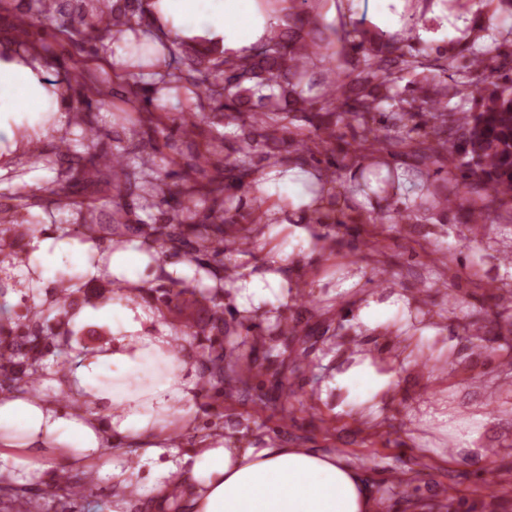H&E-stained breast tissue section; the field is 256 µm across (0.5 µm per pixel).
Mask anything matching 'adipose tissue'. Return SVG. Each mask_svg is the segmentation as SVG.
<instances>
[{
  "instance_id": "adipose-tissue-1",
  "label": "adipose tissue",
  "mask_w": 512,
  "mask_h": 512,
  "mask_svg": "<svg viewBox=\"0 0 512 512\" xmlns=\"http://www.w3.org/2000/svg\"><path fill=\"white\" fill-rule=\"evenodd\" d=\"M365 2L373 22L390 36H399L412 20L413 0H351L356 9ZM143 8L151 35L127 31L99 44L115 72H124L129 59L149 58L160 44L175 40L195 39L245 56L279 22L278 14L259 0H143ZM64 110L63 89L48 81L39 50L0 49V160L24 153L30 140L45 138L44 115ZM305 179L297 168L273 169L255 184L254 194L265 200L274 231L290 228L306 241L317 205L303 186ZM281 189L290 202L285 210L275 201ZM95 250L90 242L38 234L19 268L0 265V278L10 284L0 296L4 319L13 316L22 293L53 281L52 259L60 252L90 277L128 283L118 304L86 306L68 318L73 328L109 324L111 344L83 352L76 367L50 373L45 393L0 394V463L17 469L15 485L24 486L26 478L52 462L63 471L93 468L111 474V512H127L128 491L142 482L152 494L149 512H382L358 469L310 448L211 441L182 453L171 448L175 434L194 426L195 380L186 374L190 358L173 352V330L141 296V274L149 257L127 242L106 250L94 266L89 256ZM288 264V255L271 244L262 270L239 269L230 290L239 311L282 292ZM408 303V297L397 294L369 296L360 303L356 321L365 331H386L402 347H411L416 329L385 326L388 312ZM325 386L377 408L391 394L394 375L359 355L336 370ZM110 445L137 448L149 472L141 473L139 465L103 461L101 453ZM174 483L182 490L176 500L170 495Z\"/></svg>"
}]
</instances>
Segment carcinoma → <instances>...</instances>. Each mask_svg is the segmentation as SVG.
Instances as JSON below:
<instances>
[{
	"label": "carcinoma",
	"instance_id": "1",
	"mask_svg": "<svg viewBox=\"0 0 512 512\" xmlns=\"http://www.w3.org/2000/svg\"><path fill=\"white\" fill-rule=\"evenodd\" d=\"M330 0H265L262 7L281 12L282 24L244 57L202 52L186 42L164 45V52L144 65L130 62L115 75L117 89L105 88L90 62L94 48L109 33L147 25L133 0H97L96 23L77 22L58 0H27L15 25L14 44L51 49L35 41L40 30H52L72 48L61 61L68 74L69 109L82 134L76 142L63 140L58 150L67 157L56 187L19 189L0 203V257L21 259L36 232L31 209L44 203L78 211L69 234L82 242H121L132 233L150 257L188 264L204 271L209 284L196 279L175 280L161 263L154 268L159 288L146 287L144 297L159 303L161 314L180 325L174 347L191 336L200 348V396L215 411L223 408L224 388L247 395L254 389L257 359L226 357L224 337L258 341L265 334L296 333L288 324L261 332L234 311L224 315V277L235 274L225 262L226 251L249 253L253 237L241 224H265L264 201L252 198L242 212L237 193L249 190L268 169L299 168L316 172L308 192L327 194L333 212L338 197L325 192L336 182L344 159L357 162L358 190L376 198L401 197L394 169L382 174L378 157L403 159L404 172L413 178L421 169L426 179L413 186L417 196L403 206L368 213L366 221L343 218L324 225L353 224L356 232L380 224L427 222L436 211L469 203L468 220L479 224L490 214L512 218V78L497 80L498 51L512 36V26H501L493 46H472L471 58L460 68L448 52L419 44L416 25L398 40L367 27L365 17L347 23H326ZM175 89L186 93L179 112L162 104V96ZM472 96L466 110L450 105L458 97ZM123 113L128 144L99 149L96 112ZM300 119L305 126H292ZM234 125L236 132H221L217 125ZM175 126L195 147V171L222 166L218 178L203 183L188 172L175 188L155 176L153 158L168 145L166 130ZM111 180L115 196L108 207L76 199L79 183ZM160 210L161 220L144 223L135 213ZM110 288L75 287V277L61 274L42 304L32 303L25 313L0 319V391L36 393L43 361L65 347L58 310L79 305L78 295L95 306L124 291L118 280ZM210 315L197 316L202 306ZM97 487L89 474L73 479L66 474L30 497L14 491L16 512H40L48 500L91 496Z\"/></svg>",
	"mask_w": 512,
	"mask_h": 512
}]
</instances>
